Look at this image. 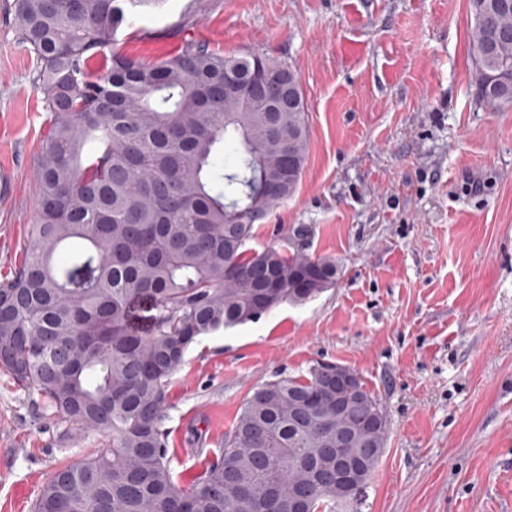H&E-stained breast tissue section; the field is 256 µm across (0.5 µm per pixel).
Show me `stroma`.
Listing matches in <instances>:
<instances>
[{
  "label": "stroma",
  "mask_w": 512,
  "mask_h": 512,
  "mask_svg": "<svg viewBox=\"0 0 512 512\" xmlns=\"http://www.w3.org/2000/svg\"><path fill=\"white\" fill-rule=\"evenodd\" d=\"M0 0V280L21 263L51 124ZM468 0H150L120 35L155 62L191 38L301 78L309 146L295 194L251 245L335 260V287L194 344L168 389L182 486L219 456L246 396L317 364L353 369L387 444L344 512H512V108L480 105ZM0 373V512L104 443Z\"/></svg>",
  "instance_id": "1"
}]
</instances>
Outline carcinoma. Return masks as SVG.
<instances>
[{
	"instance_id": "cac0c4a2",
	"label": "carcinoma",
	"mask_w": 512,
	"mask_h": 512,
	"mask_svg": "<svg viewBox=\"0 0 512 512\" xmlns=\"http://www.w3.org/2000/svg\"><path fill=\"white\" fill-rule=\"evenodd\" d=\"M144 0H13L33 82L51 113L35 168L40 196L29 244L0 282V372L55 416L109 443L55 470L33 512H340L326 475L344 426L367 441L379 399L363 383L336 410L324 365L245 399L218 459L182 487L170 466L165 409L191 345L304 304L336 286L335 261L279 246L247 247L254 212L290 198L308 153L299 76L264 54L226 56L192 39L157 62L116 49ZM478 99L512 107V0H470ZM112 49L94 68L95 53ZM263 90L243 100L224 74ZM299 108L269 111L283 85ZM154 298L149 335L131 303ZM387 432L366 457L371 479Z\"/></svg>"
}]
</instances>
